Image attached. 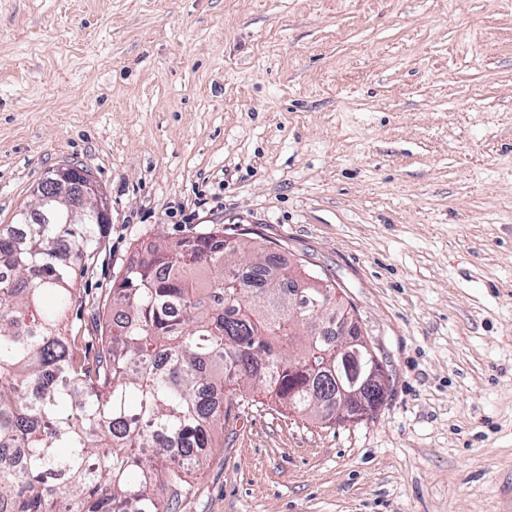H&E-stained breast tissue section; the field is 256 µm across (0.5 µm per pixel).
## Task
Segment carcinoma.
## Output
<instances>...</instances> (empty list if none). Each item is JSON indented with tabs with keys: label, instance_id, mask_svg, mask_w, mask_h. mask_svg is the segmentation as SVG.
Segmentation results:
<instances>
[{
	"label": "carcinoma",
	"instance_id": "1",
	"mask_svg": "<svg viewBox=\"0 0 512 512\" xmlns=\"http://www.w3.org/2000/svg\"><path fill=\"white\" fill-rule=\"evenodd\" d=\"M47 190L43 213L0 225V512H177L243 385L343 421L335 342L288 307L300 272L222 228L132 260L79 357L60 323L107 225Z\"/></svg>",
	"mask_w": 512,
	"mask_h": 512
}]
</instances>
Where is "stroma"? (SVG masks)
<instances>
[{
  "mask_svg": "<svg viewBox=\"0 0 512 512\" xmlns=\"http://www.w3.org/2000/svg\"><path fill=\"white\" fill-rule=\"evenodd\" d=\"M74 163L87 357L137 250L219 227L389 374L356 422L247 392L178 512H512V0H0V225Z\"/></svg>",
  "mask_w": 512,
  "mask_h": 512,
  "instance_id": "35a3bbf8",
  "label": "stroma"
}]
</instances>
